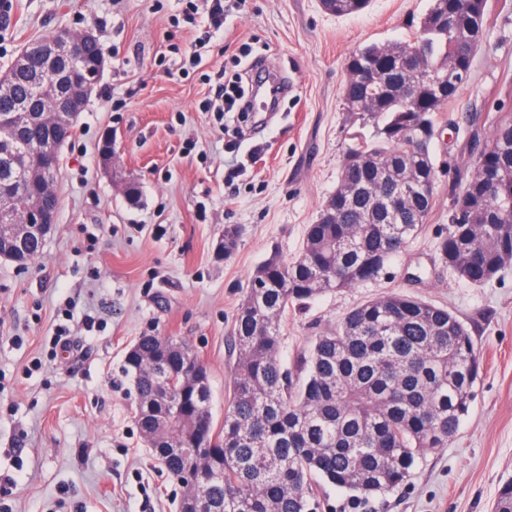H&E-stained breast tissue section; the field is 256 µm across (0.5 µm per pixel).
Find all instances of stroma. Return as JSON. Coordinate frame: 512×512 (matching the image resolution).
<instances>
[{
    "mask_svg": "<svg viewBox=\"0 0 512 512\" xmlns=\"http://www.w3.org/2000/svg\"><path fill=\"white\" fill-rule=\"evenodd\" d=\"M430 3L371 0L336 16L319 0H246L211 33L206 62L244 86L260 59L285 92L272 119L229 115L219 125L198 109L212 93L202 68L183 73L172 51L208 31L206 15L181 21L179 0H13L0 71L64 24L93 28L107 66L63 148L55 231L27 267L0 261V512H177L181 488L139 432L125 355L145 334L184 339L208 368L223 424L248 279L271 251L298 254L340 179L344 62L369 44L412 40ZM488 4L471 75L430 147L438 179L421 232L386 276L320 295L282 321L288 364L350 309L391 292L448 308L471 332L483 373L455 440L427 452L375 512H491L512 479V266L475 285L437 249L473 169V132L488 129L495 103L512 114V0ZM231 146L242 171L229 182ZM129 178L141 191L135 206L119 191ZM228 224L241 237L220 260ZM61 325L75 341L66 352L52 341Z\"/></svg>",
    "mask_w": 512,
    "mask_h": 512,
    "instance_id": "35a3bbf8",
    "label": "stroma"
}]
</instances>
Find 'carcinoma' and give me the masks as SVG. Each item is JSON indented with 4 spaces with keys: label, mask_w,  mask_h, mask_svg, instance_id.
I'll list each match as a JSON object with an SVG mask.
<instances>
[{
    "label": "carcinoma",
    "mask_w": 512,
    "mask_h": 512,
    "mask_svg": "<svg viewBox=\"0 0 512 512\" xmlns=\"http://www.w3.org/2000/svg\"><path fill=\"white\" fill-rule=\"evenodd\" d=\"M361 0H326L344 16L363 11ZM488 21L487 0H431L413 42L369 44L352 52L361 64H378L387 78L408 79L415 101L427 106L428 139L438 131L436 99L422 74L405 77L399 50L419 47L427 62L456 55L459 33L475 17ZM72 72L48 68L33 59L8 71L0 92V114L28 112L30 120L0 131V194L42 195L35 181L48 160L49 133L37 121L45 91L66 93ZM368 92L349 78L344 105L359 126L347 132L340 179L351 192L336 200L329 224L308 226L299 253L288 259L271 252L248 280L237 309L231 350L235 362L227 379L224 427L213 430L211 390L205 364L182 340L145 334L125 356V373L136 393V422L148 447L175 479L192 471L179 509L196 499L206 512H314L312 481L336 488L356 508L409 482L426 452L446 448L469 412L481 366L468 328L447 309L402 293L367 300L337 325L315 337L294 370L281 360L282 320L288 309L316 296L353 288L386 273L393 255L425 224L433 195L404 200L400 211L389 204L402 192L400 174L418 182L437 175L431 159L411 140L414 113L385 88L358 110ZM374 125L372 137L363 132ZM474 170L454 204L448 229L439 236L442 262L478 248L480 260L455 271L474 284L492 280L512 253V211L488 200L494 192L512 201V115L494 119L486 139L473 134ZM239 228L224 226L220 239L226 258L235 250ZM21 257L42 251L31 234L15 243ZM339 267V282L324 279ZM260 287H255L256 283ZM175 448H197L183 456ZM493 512H512V481L504 483Z\"/></svg>",
    "instance_id": "carcinoma-1"
}]
</instances>
